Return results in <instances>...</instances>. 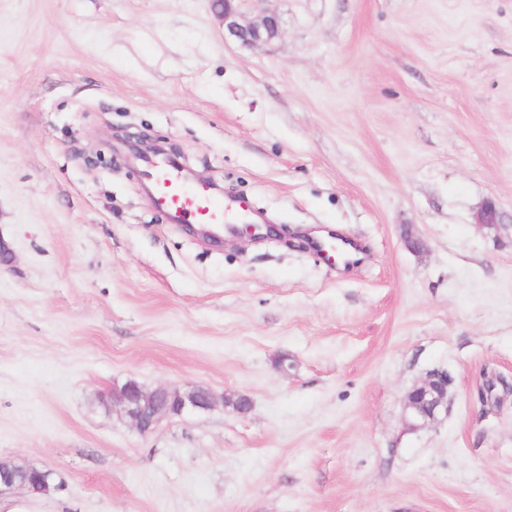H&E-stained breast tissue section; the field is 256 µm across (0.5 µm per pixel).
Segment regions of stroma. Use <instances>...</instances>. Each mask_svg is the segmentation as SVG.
I'll list each match as a JSON object with an SVG mask.
<instances>
[{"mask_svg":"<svg viewBox=\"0 0 512 512\" xmlns=\"http://www.w3.org/2000/svg\"><path fill=\"white\" fill-rule=\"evenodd\" d=\"M239 8L279 37L209 0H0V461L60 485L0 512H512V391L479 399L512 383V0ZM152 141L289 237L169 222ZM435 369L448 414L411 429ZM130 379L253 408L143 434L100 401ZM241 0H210L212 9L224 24V31L247 46L267 43L279 35V22L274 13L265 14L259 21L243 23L235 2ZM452 378L447 370L430 372L422 383L406 395L405 421L412 428L428 427L448 414V390Z\"/></svg>","mask_w":512,"mask_h":512,"instance_id":"1","label":"stroma"}]
</instances>
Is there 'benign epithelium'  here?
<instances>
[{"label": "benign epithelium", "mask_w": 512, "mask_h": 512, "mask_svg": "<svg viewBox=\"0 0 512 512\" xmlns=\"http://www.w3.org/2000/svg\"><path fill=\"white\" fill-rule=\"evenodd\" d=\"M212 9L223 24L224 30L247 46L267 43L279 35V22L273 13L260 20L244 23L237 0H210ZM452 378L446 370L430 372L422 383L413 387L406 395L405 421L412 428H425L448 414V390ZM214 394L207 388L181 389L172 386H157L144 389L134 380L124 386L112 387V404L141 433L155 429L165 416L180 415L187 411H208L216 406ZM223 405L244 415L251 410V399L239 394L223 397ZM20 488L31 494H46L50 490V473L35 467L0 462V490Z\"/></svg>", "instance_id": "benign-epithelium-1"}]
</instances>
